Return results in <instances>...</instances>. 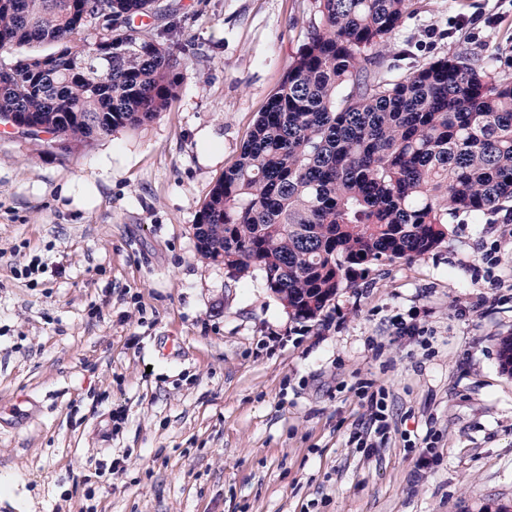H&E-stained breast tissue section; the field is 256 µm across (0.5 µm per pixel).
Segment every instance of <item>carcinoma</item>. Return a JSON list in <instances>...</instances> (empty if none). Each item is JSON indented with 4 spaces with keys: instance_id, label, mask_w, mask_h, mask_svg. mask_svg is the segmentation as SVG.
<instances>
[{
    "instance_id": "cac0c4a2",
    "label": "carcinoma",
    "mask_w": 512,
    "mask_h": 512,
    "mask_svg": "<svg viewBox=\"0 0 512 512\" xmlns=\"http://www.w3.org/2000/svg\"><path fill=\"white\" fill-rule=\"evenodd\" d=\"M414 4L315 0L306 42L197 216L200 258L235 278L261 271L296 319L512 201V77L466 54L385 70L380 48ZM178 14L159 0H0V119L70 153L154 120L179 97L180 46L134 21ZM499 358L512 374L511 335Z\"/></svg>"
}]
</instances>
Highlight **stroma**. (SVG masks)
<instances>
[{
    "instance_id": "35a3bbf8",
    "label": "stroma",
    "mask_w": 512,
    "mask_h": 512,
    "mask_svg": "<svg viewBox=\"0 0 512 512\" xmlns=\"http://www.w3.org/2000/svg\"><path fill=\"white\" fill-rule=\"evenodd\" d=\"M178 3L170 111L66 158L0 135V512L512 510V204L293 319L261 272L202 262L193 224L315 2ZM454 52L512 74V0H416L385 65ZM386 410L387 406L384 397H381L380 400H376L374 405H372L368 419L371 428L369 433H366V435L368 434L367 438L370 437L373 431V438L378 439L379 442L383 441L388 428Z\"/></svg>"
}]
</instances>
